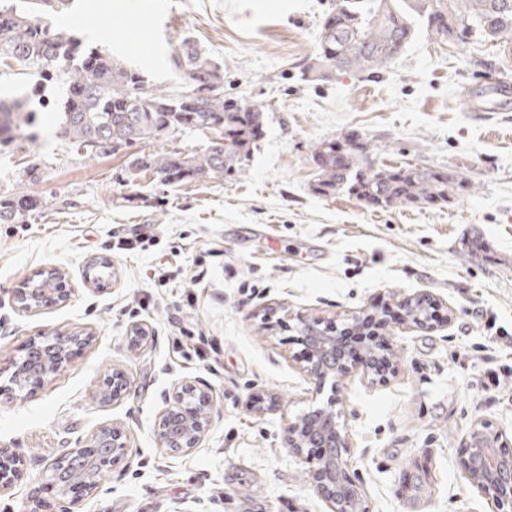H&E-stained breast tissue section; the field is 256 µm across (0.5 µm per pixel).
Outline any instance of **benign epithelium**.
<instances>
[{
  "mask_svg": "<svg viewBox=\"0 0 512 512\" xmlns=\"http://www.w3.org/2000/svg\"><path fill=\"white\" fill-rule=\"evenodd\" d=\"M28 306L40 308L65 297L62 288H30ZM406 311L402 325L411 328L425 326L430 319L414 315L419 297L402 301ZM302 333L298 340L305 345L302 354L304 371L321 393L326 382L331 389L352 374H373L380 378L391 375L395 367L391 361L392 344L385 338L378 344L385 357L380 362L352 356L336 340L334 324L298 318ZM85 338L69 333H52L29 344L25 357L16 364L14 381L21 387L35 386L45 375L66 361L71 348ZM175 406L165 409L156 422V435L162 447L180 454L198 447L213 421L214 399L211 390L196 383H185L174 392ZM285 444L312 474L313 490L327 504L330 512H369L360 491L346 475V448L349 447L345 424L336 415V397L327 405L315 407L285 427ZM320 452H315V449ZM131 454L130 439L124 428H104L85 444L70 449L63 458L48 465L49 478L66 480L67 489L61 495L77 492L92 493L98 488L97 474L115 467ZM23 466V457L0 448V492L9 489ZM462 479L478 494L488 498L493 512H512V440L506 434L483 420L475 421L464 439L460 459Z\"/></svg>",
  "mask_w": 512,
  "mask_h": 512,
  "instance_id": "7a95c632",
  "label": "benign epithelium"
}]
</instances>
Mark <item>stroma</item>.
<instances>
[{
  "instance_id": "1",
  "label": "stroma",
  "mask_w": 512,
  "mask_h": 512,
  "mask_svg": "<svg viewBox=\"0 0 512 512\" xmlns=\"http://www.w3.org/2000/svg\"><path fill=\"white\" fill-rule=\"evenodd\" d=\"M332 0H70L50 13L83 43L182 93L171 54L183 38L224 65V94L265 107L249 165L224 180L161 184L123 153L77 149L55 133L0 145V195L47 204L25 224H0V448L23 472L0 512H329L301 460L283 444L289 420L314 406L295 357V316L343 322L373 299L423 294L451 316L432 330L391 323L395 376L340 385L348 472L371 512H491L459 475L471 424L512 434V99L447 43L418 32L386 71L309 81L319 23ZM359 137L381 166L451 169L469 192L443 206L378 210L312 185L313 145ZM146 202L129 206V192ZM136 238L137 248L117 249ZM110 276L88 282L89 262ZM57 271L66 301L28 310L19 292ZM149 338L130 346L132 322ZM497 340H490L491 331ZM91 333L88 345L29 390L12 363L52 332ZM501 370L499 388L484 386ZM130 390H101L113 370ZM212 390L216 414L198 448L171 454L154 432L184 381ZM274 401L254 413L253 396ZM123 427L133 453L97 490L56 500L46 467L102 428Z\"/></svg>"
}]
</instances>
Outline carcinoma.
Masks as SVG:
<instances>
[{"mask_svg": "<svg viewBox=\"0 0 512 512\" xmlns=\"http://www.w3.org/2000/svg\"><path fill=\"white\" fill-rule=\"evenodd\" d=\"M50 0H18L0 8V66L18 68L35 79L29 96L0 100V144L27 135L50 99L43 81L58 83L63 106L56 133L85 151L110 147L125 151L134 171H151L171 185L222 179L248 166L264 126L263 111L246 101L224 98V65L191 39L171 55L173 68L188 84L182 95L163 94L144 76L96 47H84L42 17ZM512 0H336L320 33V49L306 66L312 81L334 71L371 75L385 70L413 39L415 22L429 39L446 42L477 67L512 66ZM498 48L494 60H478L471 46ZM182 132H212L215 137L191 153L134 150L144 142H166ZM366 144L325 138L312 148L318 173L314 189L323 195L342 191L386 210L448 202L471 183L445 169L364 165ZM43 207L28 194L0 196V224H22Z\"/></svg>", "mask_w": 512, "mask_h": 512, "instance_id": "1", "label": "carcinoma"}]
</instances>
